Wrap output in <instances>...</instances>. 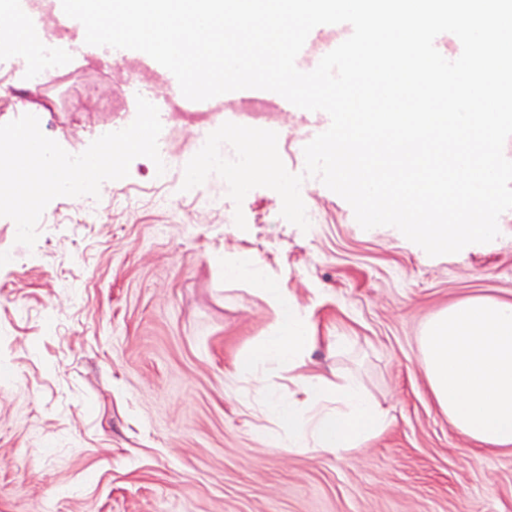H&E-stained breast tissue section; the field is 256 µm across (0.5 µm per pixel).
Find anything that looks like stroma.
<instances>
[{"label": "stroma", "mask_w": 512, "mask_h": 512, "mask_svg": "<svg viewBox=\"0 0 512 512\" xmlns=\"http://www.w3.org/2000/svg\"><path fill=\"white\" fill-rule=\"evenodd\" d=\"M62 62L36 84L25 60L0 62V124L39 118L82 153L101 128L129 125L137 95L165 98L174 75L125 50ZM326 113L269 109L286 168ZM211 122L167 113L165 173L145 157L99 197L54 199L34 247L0 217V512H512V454L472 449L434 403L420 364L424 323L473 296L512 299V210L500 235L431 257L389 226L365 230L320 180L302 189L308 230L279 195L234 205L210 175L182 190ZM242 209L247 227L234 223ZM261 268L308 310L321 342L305 372L357 377L388 413L386 431L340 456L287 452L255 436L286 366L237 369L275 315L250 278Z\"/></svg>", "instance_id": "35a3bbf8"}]
</instances>
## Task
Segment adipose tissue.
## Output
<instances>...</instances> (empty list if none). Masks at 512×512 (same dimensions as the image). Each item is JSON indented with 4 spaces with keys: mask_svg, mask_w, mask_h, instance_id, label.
<instances>
[{
    "mask_svg": "<svg viewBox=\"0 0 512 512\" xmlns=\"http://www.w3.org/2000/svg\"><path fill=\"white\" fill-rule=\"evenodd\" d=\"M259 280L276 316L271 336L242 353L250 371L272 361L295 363L318 342L307 314L281 283ZM420 366L435 404L476 449L512 453V299L469 297L430 318L418 338ZM255 433L291 450L337 456L364 447L387 428L388 414L362 383H332L316 374L292 381L287 397L270 400Z\"/></svg>",
    "mask_w": 512,
    "mask_h": 512,
    "instance_id": "adipose-tissue-1",
    "label": "adipose tissue"
}]
</instances>
